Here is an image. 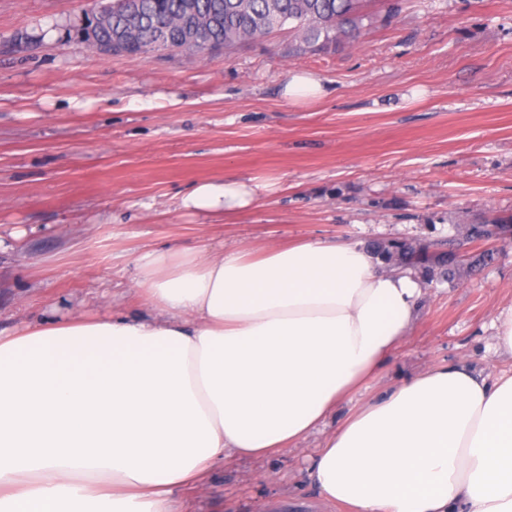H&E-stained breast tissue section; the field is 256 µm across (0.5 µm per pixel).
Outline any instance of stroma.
Listing matches in <instances>:
<instances>
[{
  "instance_id": "stroma-1",
  "label": "stroma",
  "mask_w": 512,
  "mask_h": 512,
  "mask_svg": "<svg viewBox=\"0 0 512 512\" xmlns=\"http://www.w3.org/2000/svg\"><path fill=\"white\" fill-rule=\"evenodd\" d=\"M95 0H0V336L74 316H136L137 260L311 239L463 260L426 279L419 318L376 379L298 449L228 458L184 512H344L308 478L349 414L437 365L512 371L493 321L512 306V0H365L358 42L306 48L281 29L204 58L102 56L67 42ZM328 94L292 101L290 77ZM261 184L220 215L203 182ZM499 217L495 241L472 226ZM260 188V185L249 187L245 183L225 179L224 182L201 183L182 198L181 205L208 215L242 210L253 205Z\"/></svg>"
}]
</instances>
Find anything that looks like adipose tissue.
<instances>
[{"instance_id": "1", "label": "adipose tissue", "mask_w": 512, "mask_h": 512, "mask_svg": "<svg viewBox=\"0 0 512 512\" xmlns=\"http://www.w3.org/2000/svg\"><path fill=\"white\" fill-rule=\"evenodd\" d=\"M227 180L183 208L256 201ZM149 311L0 336V512H182L225 457L294 449L408 336L422 289L358 243L149 251ZM309 477L349 512H512V375L437 366L347 417Z\"/></svg>"}]
</instances>
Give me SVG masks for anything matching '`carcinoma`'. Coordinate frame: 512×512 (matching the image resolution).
I'll list each match as a JSON object with an SVG mask.
<instances>
[{"mask_svg": "<svg viewBox=\"0 0 512 512\" xmlns=\"http://www.w3.org/2000/svg\"><path fill=\"white\" fill-rule=\"evenodd\" d=\"M193 5L206 25L204 41L187 44L182 37L186 6ZM137 57L180 49L200 56L207 46L226 50L288 27L300 45L329 46L359 40L364 20L361 0H137ZM124 0H112V10L96 6L83 29H92L103 43L125 23Z\"/></svg>", "mask_w": 512, "mask_h": 512, "instance_id": "obj_1", "label": "carcinoma"}]
</instances>
